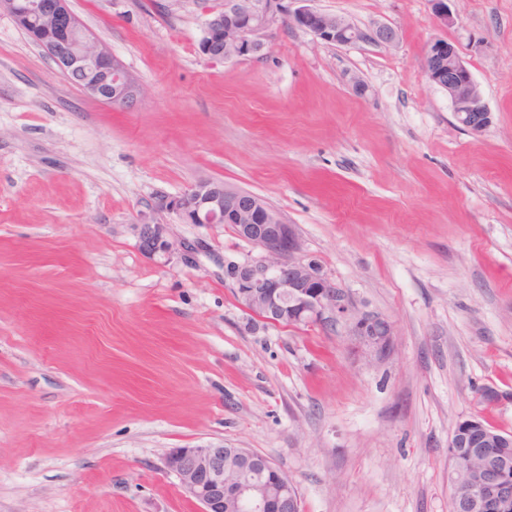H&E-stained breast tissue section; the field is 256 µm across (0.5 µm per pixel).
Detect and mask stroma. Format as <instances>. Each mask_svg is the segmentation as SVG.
I'll return each mask as SVG.
<instances>
[{
	"instance_id": "obj_1",
	"label": "stroma",
	"mask_w": 512,
	"mask_h": 512,
	"mask_svg": "<svg viewBox=\"0 0 512 512\" xmlns=\"http://www.w3.org/2000/svg\"><path fill=\"white\" fill-rule=\"evenodd\" d=\"M221 0H70L137 78L98 102L0 12V512H199L164 465L210 444L268 456L302 512H450L448 440L512 432V0H315L393 45L288 27L260 57L199 51ZM453 42L492 113L459 125L422 49ZM362 88H355L354 80ZM217 181L295 225L349 299L336 327L252 323L225 259L258 250L181 224L149 257L156 198ZM389 318L393 349L349 334ZM505 395L480 403L479 388ZM394 324L378 314L365 313L357 317L351 326L352 336L367 354L376 359L390 355L393 345Z\"/></svg>"
}]
</instances>
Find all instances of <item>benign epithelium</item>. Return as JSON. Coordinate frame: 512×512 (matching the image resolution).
Segmentation results:
<instances>
[{
    "instance_id": "obj_1",
    "label": "benign epithelium",
    "mask_w": 512,
    "mask_h": 512,
    "mask_svg": "<svg viewBox=\"0 0 512 512\" xmlns=\"http://www.w3.org/2000/svg\"><path fill=\"white\" fill-rule=\"evenodd\" d=\"M309 0H224L207 14L199 51L215 61L264 55L273 30L288 26L311 33L325 45L357 43L393 45L397 29L387 24L362 28L350 19L308 5ZM440 27L453 22L447 0H430ZM16 26L36 40L67 81L89 96L114 106L133 108L140 87L135 77L79 21L69 0H0ZM426 77L448 92L454 118L478 135L491 124L479 87L456 46L429 40L423 49ZM167 213L183 224H227L260 255L242 261L224 260V283L237 301L258 320L275 326L333 327L349 311L345 291L323 268L304 256L293 224H287L253 193L200 182L184 193L159 199L151 213L135 225L139 247L148 255H186L192 247L173 238L168 225L153 218ZM394 324L378 314L365 313L351 326L352 335L376 359L390 355ZM166 469L183 493L200 504V512H299L293 484L266 455L249 448L196 446L173 448L164 456ZM512 459L503 455L486 460L469 485L456 489L455 512H496L512 495L502 475Z\"/></svg>"
}]
</instances>
